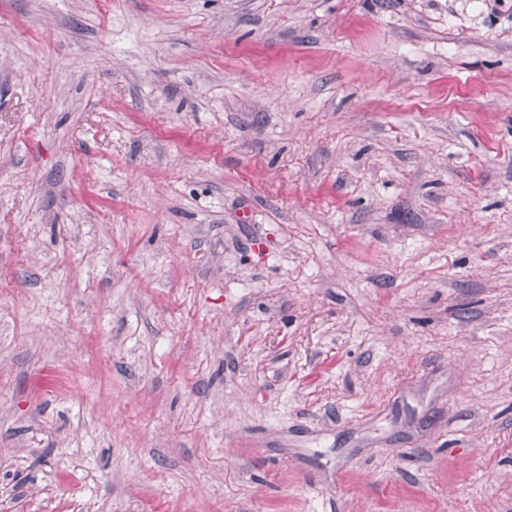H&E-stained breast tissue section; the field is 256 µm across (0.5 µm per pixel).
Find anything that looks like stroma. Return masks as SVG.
<instances>
[{"mask_svg":"<svg viewBox=\"0 0 512 512\" xmlns=\"http://www.w3.org/2000/svg\"><path fill=\"white\" fill-rule=\"evenodd\" d=\"M512 512V0H0V512Z\"/></svg>","mask_w":512,"mask_h":512,"instance_id":"obj_1","label":"stroma"}]
</instances>
